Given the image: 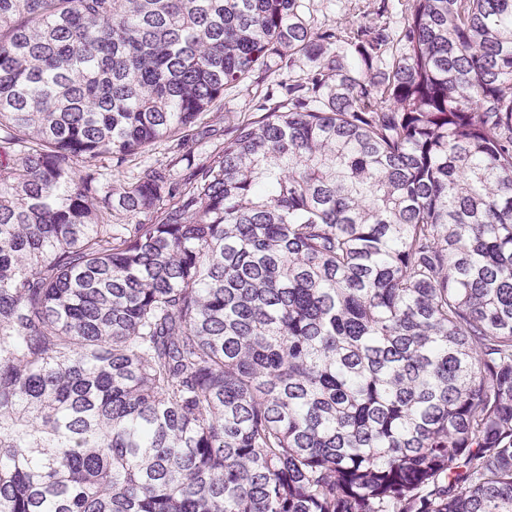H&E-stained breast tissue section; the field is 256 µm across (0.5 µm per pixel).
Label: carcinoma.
Listing matches in <instances>:
<instances>
[{
  "label": "carcinoma",
  "mask_w": 512,
  "mask_h": 512,
  "mask_svg": "<svg viewBox=\"0 0 512 512\" xmlns=\"http://www.w3.org/2000/svg\"><path fill=\"white\" fill-rule=\"evenodd\" d=\"M300 7L0 0V512H512V0ZM302 15L317 28H329L336 22L384 26L399 34L408 14L409 0H387L385 11L376 14L380 0H302ZM321 52L314 51L308 56H297L293 62L291 69H282L274 72L273 68L269 73L264 74L262 71H256L254 78L257 76L264 77V81H260L259 85L248 81L246 84L239 87H234L224 91V101L218 111H214L207 118L212 124L217 127H230L237 123L242 117L243 112H247L249 106L255 104L267 90L276 91L277 81L286 80L288 77L292 79H299L311 70L316 69L325 55H320ZM269 88V89H267ZM167 151L165 150V145L157 144L150 151L143 153L139 159L129 164V167H125L123 169L114 170L112 168V180L123 179L126 175H128V170H131L135 167L134 163L141 162V165H159L166 164Z\"/></svg>",
  "instance_id": "obj_1"
}]
</instances>
